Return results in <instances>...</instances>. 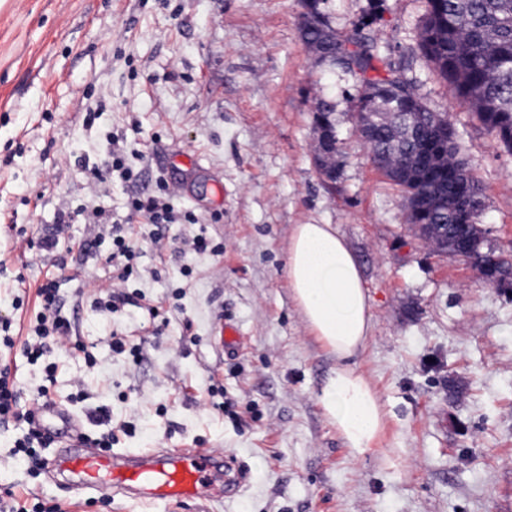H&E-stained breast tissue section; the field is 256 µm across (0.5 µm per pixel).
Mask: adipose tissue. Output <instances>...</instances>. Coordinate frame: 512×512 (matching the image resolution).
I'll list each match as a JSON object with an SVG mask.
<instances>
[{"label": "adipose tissue", "mask_w": 512, "mask_h": 512, "mask_svg": "<svg viewBox=\"0 0 512 512\" xmlns=\"http://www.w3.org/2000/svg\"><path fill=\"white\" fill-rule=\"evenodd\" d=\"M287 272L308 328L337 360L319 395L325 415L352 454H364L380 438L385 413L371 383L352 363L365 346L371 321L359 266L332 225L299 224L289 240Z\"/></svg>", "instance_id": "ef3b65f1"}]
</instances>
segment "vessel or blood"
I'll use <instances>...</instances> for the list:
<instances>
[{"label":"vessel or blood","instance_id":"obj_1","mask_svg":"<svg viewBox=\"0 0 512 512\" xmlns=\"http://www.w3.org/2000/svg\"><path fill=\"white\" fill-rule=\"evenodd\" d=\"M220 456L216 449L190 448L156 449L117 457L84 448L80 440L73 438L50 467L66 472L84 490L109 488L134 501H160L209 512L207 468Z\"/></svg>","mask_w":512,"mask_h":512}]
</instances>
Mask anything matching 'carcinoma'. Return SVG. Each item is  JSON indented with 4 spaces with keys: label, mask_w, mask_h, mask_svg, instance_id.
<instances>
[{
    "label": "carcinoma",
    "mask_w": 512,
    "mask_h": 512,
    "mask_svg": "<svg viewBox=\"0 0 512 512\" xmlns=\"http://www.w3.org/2000/svg\"><path fill=\"white\" fill-rule=\"evenodd\" d=\"M378 9L371 4L369 21L345 34L330 26L327 15L311 10L300 27L302 40L318 61L353 81L357 127L369 159L404 193L410 223L441 224L450 243L468 235L479 238L483 199L468 206L455 202L448 178V172L458 171L475 182L458 142L435 158L439 170L427 175L418 169L424 145L448 126V118L430 111L414 83L380 51L371 28ZM420 47L426 64L447 82L451 97L474 109L512 150V0H425ZM393 88L403 92L405 111L414 119L412 133L403 138L387 119L371 120L388 111L384 97Z\"/></svg>",
    "instance_id": "obj_1"
}]
</instances>
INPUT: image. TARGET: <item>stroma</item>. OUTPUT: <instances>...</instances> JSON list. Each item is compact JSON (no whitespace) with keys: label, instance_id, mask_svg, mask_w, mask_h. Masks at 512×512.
Wrapping results in <instances>:
<instances>
[{"label":"stroma","instance_id":"stroma-1","mask_svg":"<svg viewBox=\"0 0 512 512\" xmlns=\"http://www.w3.org/2000/svg\"><path fill=\"white\" fill-rule=\"evenodd\" d=\"M424 9L382 0L379 47L455 125L483 188L478 223L512 256V152L424 62ZM301 12L300 0H0V322L15 342L0 344V361L24 408L54 366L55 405L81 436L116 433L113 453L223 450L247 478L215 512H512V289L420 239L402 192L367 157L350 81L304 44ZM321 99L335 105L340 138L332 179L316 159ZM109 134L124 138L140 177L92 190L84 163L105 162ZM160 175L180 187L174 208L199 221L131 225L127 290L145 301L110 313L111 223ZM96 207L110 223L77 218ZM298 224L334 225L367 289L370 329L353 363L386 425L360 457L318 400L337 361L288 286ZM46 235L56 249L38 247ZM197 235L206 252L189 246ZM50 274L83 349L31 360L20 346ZM227 323L240 336L231 351ZM115 334L139 356L113 353ZM26 431L0 418V498L13 493L29 510L51 499L63 512H169L30 470L11 453Z\"/></svg>","mask_w":512,"mask_h":512}]
</instances>
